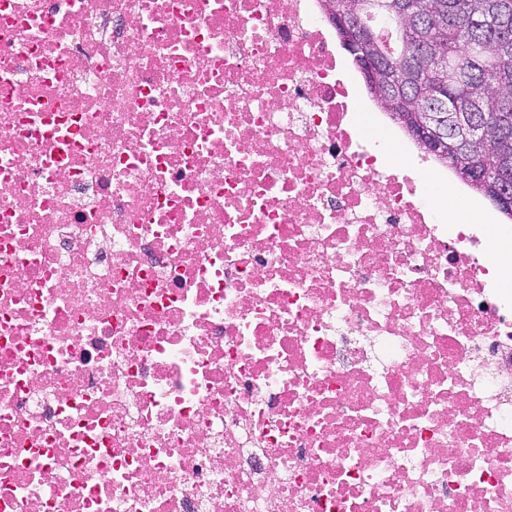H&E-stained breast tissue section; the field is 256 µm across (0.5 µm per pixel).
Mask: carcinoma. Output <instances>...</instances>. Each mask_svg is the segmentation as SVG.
<instances>
[{
  "label": "carcinoma",
  "mask_w": 512,
  "mask_h": 512,
  "mask_svg": "<svg viewBox=\"0 0 512 512\" xmlns=\"http://www.w3.org/2000/svg\"><path fill=\"white\" fill-rule=\"evenodd\" d=\"M360 14L391 16L389 7L353 0ZM385 40L373 42L381 107L405 131L409 112H447V144L434 157L512 221V0H402L401 21L390 20ZM437 42L436 56H414L420 43ZM471 125L489 127L479 144L465 143ZM494 168L484 180L476 167Z\"/></svg>",
  "instance_id": "1"
}]
</instances>
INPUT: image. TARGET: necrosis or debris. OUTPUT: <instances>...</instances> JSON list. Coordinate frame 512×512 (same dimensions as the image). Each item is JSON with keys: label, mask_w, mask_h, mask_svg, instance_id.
<instances>
[{"label": "necrosis or debris", "mask_w": 512, "mask_h": 512, "mask_svg": "<svg viewBox=\"0 0 512 512\" xmlns=\"http://www.w3.org/2000/svg\"><path fill=\"white\" fill-rule=\"evenodd\" d=\"M319 0H0V512H512V289Z\"/></svg>", "instance_id": "necrosis-or-debris-1"}]
</instances>
